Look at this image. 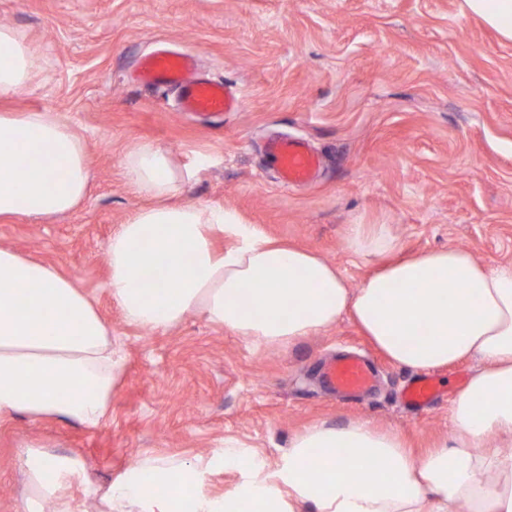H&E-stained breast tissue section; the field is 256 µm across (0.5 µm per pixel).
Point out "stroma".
Listing matches in <instances>:
<instances>
[{"mask_svg":"<svg viewBox=\"0 0 512 512\" xmlns=\"http://www.w3.org/2000/svg\"><path fill=\"white\" fill-rule=\"evenodd\" d=\"M1 25L24 35L40 71L0 112L63 114L92 182L65 216L0 220V247L75 282L121 342L125 369L102 426L0 422V512H14L17 453L30 443L84 459L87 481L70 492L88 507L91 487L139 456H207L228 438L273 464L321 421L396 431L420 455L453 437L450 408L479 361L435 370L441 393L416 413L401 398L414 370L346 316L289 346H254L196 314L167 330L128 324L109 294L106 248L143 204L122 154L149 139L192 172L179 202L236 210L341 268L350 288L376 267L347 250L351 224L389 225L407 254L456 247L488 267L512 262V43L461 0H0ZM161 43L194 52L198 75L240 91V109L196 118L177 110L175 89L132 80ZM284 134L323 153L313 184L283 185L267 165L265 141ZM344 346L379 367L369 402L336 400L318 382L320 359Z\"/></svg>","mask_w":512,"mask_h":512,"instance_id":"obj_1","label":"stroma"}]
</instances>
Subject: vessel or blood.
<instances>
[{"label": "vessel or blood", "mask_w": 512, "mask_h": 512, "mask_svg": "<svg viewBox=\"0 0 512 512\" xmlns=\"http://www.w3.org/2000/svg\"><path fill=\"white\" fill-rule=\"evenodd\" d=\"M195 58L187 52L157 51L144 57L139 73L155 87L176 89L181 111L201 115H218L238 108V99L231 88L220 81L195 78ZM267 156L286 185L313 182L321 166L319 155L300 138L276 137L266 143ZM322 380L339 395L362 396L375 382V368L370 361L345 356L324 365ZM437 396L432 377L420 376L404 387L405 403L414 410L428 407Z\"/></svg>", "instance_id": "b4317fda"}]
</instances>
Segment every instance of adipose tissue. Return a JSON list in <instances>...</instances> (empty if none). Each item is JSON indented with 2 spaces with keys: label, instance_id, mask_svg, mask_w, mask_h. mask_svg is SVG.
I'll list each match as a JSON object with an SVG mask.
<instances>
[{
  "label": "adipose tissue",
  "instance_id": "adipose-tissue-1",
  "mask_svg": "<svg viewBox=\"0 0 512 512\" xmlns=\"http://www.w3.org/2000/svg\"><path fill=\"white\" fill-rule=\"evenodd\" d=\"M463 8L512 41V0H463ZM0 97L22 92L38 60L24 37L0 26ZM121 167L147 198L107 245L108 288L126 320L167 329L194 313L257 345L292 343L351 315L390 362L415 371L478 359L481 369L455 399L452 443L415 457L402 437L365 421L317 423L291 437L273 467L248 446L225 441L212 457L145 455L104 490L96 512H512V447L485 451L490 434L512 443V263L492 269L448 247L399 257L388 225H350L346 245L381 259L359 288L308 249L270 238L221 205L176 203L188 171L164 147L129 143ZM83 140L59 113H0V218L52 219L86 197ZM229 238L219 250L217 238ZM163 265L166 286L147 287ZM429 330L413 342L415 328ZM111 328L74 282L0 247V421L106 423L122 372ZM24 476L17 512H79L67 494L84 464L39 444L18 456ZM219 467L240 470L229 497L202 492Z\"/></svg>",
  "mask_w": 512,
  "mask_h": 512
}]
</instances>
